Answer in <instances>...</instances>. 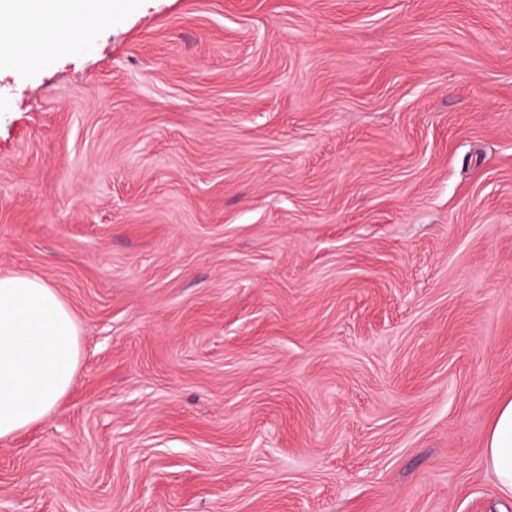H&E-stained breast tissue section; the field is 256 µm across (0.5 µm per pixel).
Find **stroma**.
I'll return each mask as SVG.
<instances>
[{
    "mask_svg": "<svg viewBox=\"0 0 512 512\" xmlns=\"http://www.w3.org/2000/svg\"><path fill=\"white\" fill-rule=\"evenodd\" d=\"M0 69V271L81 329L0 512H512V0H129ZM486 457L500 486L512 493V399L501 404L489 430Z\"/></svg>",
    "mask_w": 512,
    "mask_h": 512,
    "instance_id": "1",
    "label": "stroma"
}]
</instances>
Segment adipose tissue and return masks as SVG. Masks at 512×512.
<instances>
[{
    "label": "adipose tissue",
    "instance_id": "1",
    "mask_svg": "<svg viewBox=\"0 0 512 512\" xmlns=\"http://www.w3.org/2000/svg\"><path fill=\"white\" fill-rule=\"evenodd\" d=\"M113 11L112 0H0V58L15 69L43 59L39 42L15 40L21 21L76 35ZM81 353L79 324L59 292L25 272H0V440L58 408ZM486 457L500 486L512 493V399L501 404L489 430Z\"/></svg>",
    "mask_w": 512,
    "mask_h": 512
}]
</instances>
